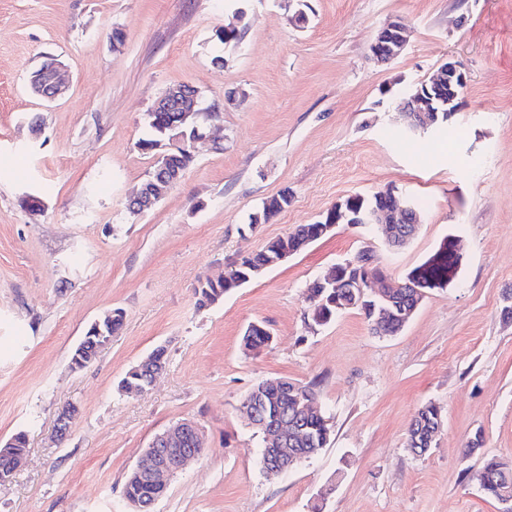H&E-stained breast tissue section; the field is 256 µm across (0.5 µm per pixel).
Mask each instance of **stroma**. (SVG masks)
Masks as SVG:
<instances>
[{"mask_svg": "<svg viewBox=\"0 0 512 512\" xmlns=\"http://www.w3.org/2000/svg\"><path fill=\"white\" fill-rule=\"evenodd\" d=\"M305 13L291 22L283 0H0V438L28 439L24 466L0 484V512H129L127 474L182 420L202 427L207 449L155 512H499L475 475L487 459L512 461V321L501 315L512 290V0H307ZM392 20L410 38L381 65L370 45ZM230 24L241 39L225 46L215 32ZM48 55L70 80L50 103L28 85ZM451 59L467 76L459 112L405 132L409 95ZM183 83L221 107V121L204 127L167 196L131 214L128 196L153 163L136 147L147 113ZM388 187L420 205L406 247L341 224L197 310L199 277L348 195ZM283 191L289 206L251 226ZM28 194L39 212L22 207ZM450 234L453 283L430 291L400 333L375 334L356 309L309 326L307 287L330 266L369 247L401 280ZM116 307L122 329L72 368L90 324ZM253 322L273 338L248 352ZM158 346L167 363L153 385L119 393ZM279 378L316 382L331 435L269 476L239 406ZM68 402L79 413L60 441ZM430 402L442 427L418 456L407 431Z\"/></svg>", "mask_w": 512, "mask_h": 512, "instance_id": "stroma-1", "label": "stroma"}]
</instances>
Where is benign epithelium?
Returning a JSON list of instances; mask_svg holds the SVG:
<instances>
[{
	"label": "benign epithelium",
	"mask_w": 512,
	"mask_h": 512,
	"mask_svg": "<svg viewBox=\"0 0 512 512\" xmlns=\"http://www.w3.org/2000/svg\"><path fill=\"white\" fill-rule=\"evenodd\" d=\"M407 43V35L397 22L384 27L371 45L372 56L379 62L383 61V51L389 52V59L397 57ZM437 76L448 79V116H453L460 110L459 90L466 84V74L457 61L450 60L440 66ZM37 88L40 97L53 102L67 89L63 75V66L57 59L49 58L38 74ZM199 91L192 85L179 84L169 88L155 102L149 115L177 109L181 112V122L198 123L203 115L197 109ZM408 130L412 132L427 131L435 127L438 120L437 111L429 108V102L423 97L411 96L407 108L403 112ZM172 145L161 141L154 146L155 163L141 183L140 187L128 198V209L135 215L152 210L163 196L180 180V171L169 170L166 162L170 158ZM412 212V207L397 205L390 208L376 207L366 215L360 213L353 205L342 201L336 204V214L321 221L316 229L318 236H323L335 229L339 224L372 225V224H401L406 214ZM302 247L298 241L282 238L275 247L270 264L282 263L294 255ZM384 278L383 271L378 266V260L373 250H361L354 258L337 264L318 280L320 288H339L345 286L351 289L352 305L361 306L374 313L373 322L381 323L389 317L392 311L376 306L375 289L373 284ZM76 405H65L57 417V433L65 435L71 421L76 415ZM241 412L247 423L253 428L266 432L265 443L261 449V463L264 472L269 476H278L294 465L304 460L303 454L297 448L288 447L289 435L292 429L283 422L274 427H267L266 421L259 420L253 409L245 404ZM205 447V436L202 428L193 421H181L164 431L156 434L133 466V472L143 480L167 483L185 464L202 455Z\"/></svg>",
	"instance_id": "obj_1"
}]
</instances>
